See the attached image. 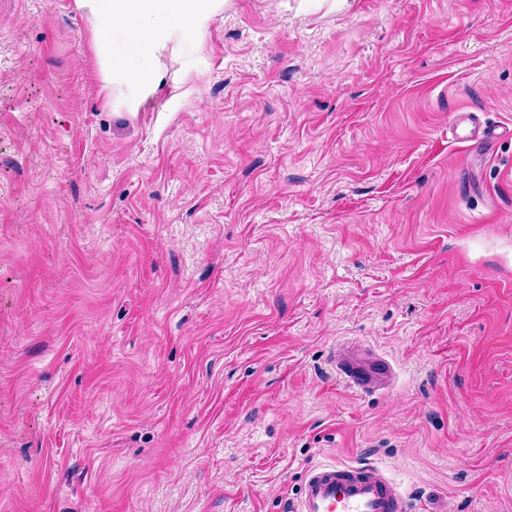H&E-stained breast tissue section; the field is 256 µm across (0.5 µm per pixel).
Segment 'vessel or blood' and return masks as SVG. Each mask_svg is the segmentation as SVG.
<instances>
[{"label":"vessel or blood","instance_id":"b4317fda","mask_svg":"<svg viewBox=\"0 0 512 512\" xmlns=\"http://www.w3.org/2000/svg\"><path fill=\"white\" fill-rule=\"evenodd\" d=\"M336 369L346 383L371 393L389 386L393 368L384 358L354 347L336 348ZM290 512H411L399 484L374 466L321 465L310 468Z\"/></svg>","mask_w":512,"mask_h":512}]
</instances>
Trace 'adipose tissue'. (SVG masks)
Instances as JSON below:
<instances>
[{
	"instance_id": "obj_1",
	"label": "adipose tissue",
	"mask_w": 512,
	"mask_h": 512,
	"mask_svg": "<svg viewBox=\"0 0 512 512\" xmlns=\"http://www.w3.org/2000/svg\"><path fill=\"white\" fill-rule=\"evenodd\" d=\"M93 22L104 89L142 90L158 80L157 59L172 40L196 36L217 0H76Z\"/></svg>"
}]
</instances>
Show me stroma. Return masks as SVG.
I'll list each match as a JSON object with an SVG mask.
<instances>
[{"instance_id":"35a3bbf8","label":"stroma","mask_w":512,"mask_h":512,"mask_svg":"<svg viewBox=\"0 0 512 512\" xmlns=\"http://www.w3.org/2000/svg\"><path fill=\"white\" fill-rule=\"evenodd\" d=\"M143 94L0 0V512H282L319 464L512 512V0H223ZM348 342L388 360L374 393ZM336 369L350 387L363 393L384 389L393 378V368L386 359L363 355L345 344L336 347Z\"/></svg>"}]
</instances>
